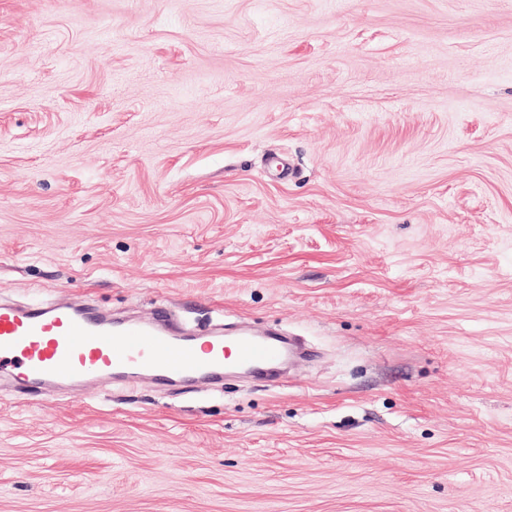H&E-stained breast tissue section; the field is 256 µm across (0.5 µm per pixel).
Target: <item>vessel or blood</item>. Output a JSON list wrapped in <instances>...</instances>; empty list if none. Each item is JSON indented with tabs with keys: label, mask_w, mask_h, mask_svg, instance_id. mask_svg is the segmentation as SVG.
Listing matches in <instances>:
<instances>
[{
	"label": "vessel or blood",
	"mask_w": 512,
	"mask_h": 512,
	"mask_svg": "<svg viewBox=\"0 0 512 512\" xmlns=\"http://www.w3.org/2000/svg\"><path fill=\"white\" fill-rule=\"evenodd\" d=\"M287 354L288 343L280 338L185 334L163 307L147 320L118 321L66 304L0 305V372L24 385L216 378L227 366L260 371Z\"/></svg>",
	"instance_id": "obj_1"
}]
</instances>
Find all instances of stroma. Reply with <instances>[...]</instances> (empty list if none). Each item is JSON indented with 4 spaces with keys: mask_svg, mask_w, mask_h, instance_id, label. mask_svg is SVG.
Returning a JSON list of instances; mask_svg holds the SVG:
<instances>
[{
    "mask_svg": "<svg viewBox=\"0 0 512 512\" xmlns=\"http://www.w3.org/2000/svg\"><path fill=\"white\" fill-rule=\"evenodd\" d=\"M44 299L306 353L0 382V512H512V0H0V301Z\"/></svg>",
    "mask_w": 512,
    "mask_h": 512,
    "instance_id": "obj_1",
    "label": "stroma"
}]
</instances>
